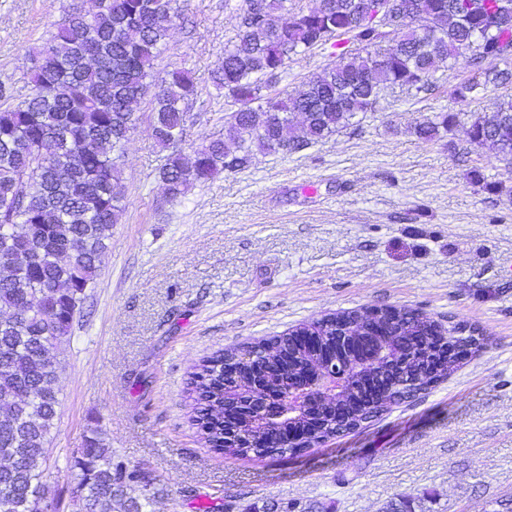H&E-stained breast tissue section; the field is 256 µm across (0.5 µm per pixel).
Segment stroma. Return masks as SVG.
Instances as JSON below:
<instances>
[{
	"instance_id": "stroma-1",
	"label": "stroma",
	"mask_w": 512,
	"mask_h": 512,
	"mask_svg": "<svg viewBox=\"0 0 512 512\" xmlns=\"http://www.w3.org/2000/svg\"><path fill=\"white\" fill-rule=\"evenodd\" d=\"M73 0H0V85L29 97V47ZM243 0H177L154 67L199 78L186 141L224 130L235 108L208 82ZM332 45L291 63L278 87L301 89ZM469 57L422 98L386 92L353 125L172 201L164 154L141 121L126 145L125 206L83 317L63 346L60 406L45 449L52 512H70L72 457L98 431L115 461L139 466L126 496L149 512H248L300 503L311 512H386L409 496L424 512H498L512 501V163L470 145L467 117L512 86L458 102ZM450 115L431 141L419 123ZM392 306L487 338L447 378L354 432L302 455L254 460L209 448L187 398L195 364L336 311Z\"/></svg>"
}]
</instances>
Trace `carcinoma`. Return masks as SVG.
Here are the masks:
<instances>
[{"instance_id":"cac0c4a2","label":"carcinoma","mask_w":512,"mask_h":512,"mask_svg":"<svg viewBox=\"0 0 512 512\" xmlns=\"http://www.w3.org/2000/svg\"><path fill=\"white\" fill-rule=\"evenodd\" d=\"M288 0H244L234 37L211 72L213 86L224 90L238 108L224 116V133L182 148L186 104L198 81L184 68L153 79V64L166 44L176 0H96L81 22L74 6L54 25L50 36L32 48L33 93L17 105L0 87V512H38L44 500L42 463L58 417L61 345L81 314L86 289L97 278L109 252L112 228L123 214L121 166L125 146L137 127L134 105L153 91L151 135L166 151L159 176L170 199L204 184L221 172L232 173L262 154L296 153L328 139L358 114L376 107L380 94L398 88L411 97L432 91L437 73L450 60L468 55L474 73L457 84L465 102L487 85H512V0H413L425 27L400 15H387L383 26L354 14L353 0H329L326 8H287ZM507 14L486 29L482 49L468 46L471 30ZM395 48H382L388 36ZM357 44L340 48L337 60L291 94H274L294 57L335 37ZM98 54L83 61V46ZM303 117V135L295 134V116ZM444 118H431L416 129L431 140ZM465 133L468 142L504 160H512V99L490 113H474ZM358 311L330 314L312 326L318 342L332 343L340 329L333 322H357ZM378 326L393 335L390 357L379 370L355 373L346 391L317 414L284 416L282 435L316 431L340 434L389 408L364 394L365 381L382 380L389 397L405 401L448 376V355L457 349L475 353L484 336L458 325L450 336L436 321L408 309L385 315ZM292 329L271 338L284 352L281 364L265 365L254 377L248 355H260L263 343L227 351L243 360L224 377V354L198 364L188 382L191 418L206 443L224 448V428L251 435L265 455H283L267 443L244 413L224 409V392L259 379L272 389L285 384L290 371L310 358L307 342ZM72 512H142V504L124 498L127 472L112 462V449L96 436L85 440L75 460Z\"/></svg>"}]
</instances>
